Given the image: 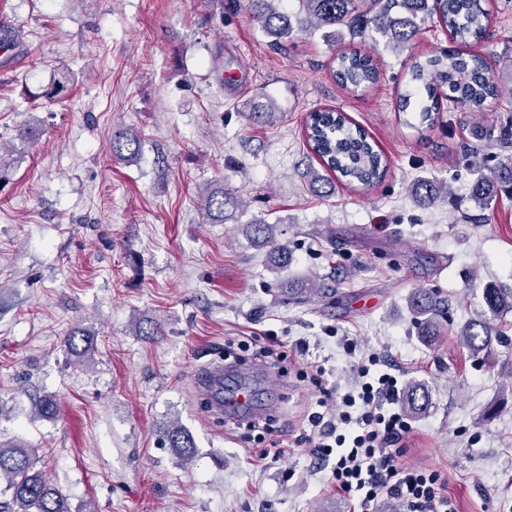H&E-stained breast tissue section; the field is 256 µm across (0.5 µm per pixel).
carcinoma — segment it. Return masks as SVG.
I'll return each mask as SVG.
<instances>
[{
	"label": "carcinoma",
	"instance_id": "obj_1",
	"mask_svg": "<svg viewBox=\"0 0 512 512\" xmlns=\"http://www.w3.org/2000/svg\"><path fill=\"white\" fill-rule=\"evenodd\" d=\"M304 18L291 22L283 0H246L249 13L260 24L271 44L284 46L295 33L311 29H327L325 38L333 43L345 37L368 40L394 51H406L428 23H439L448 32L453 50L416 60L409 67V89L401 95V108L414 107L422 122H430L441 110L443 101L448 109L480 112L489 100L503 97L504 90L491 75L488 59L478 53L466 52L470 43L483 38L493 23L489 0H299ZM333 77L344 89L356 91L375 84L379 72L372 59L357 52H341L336 57ZM71 89V77L64 74L55 80L41 97L56 101ZM307 143L321 162L340 181L369 189L383 178L386 165L376 146L361 130L341 113L333 110L315 112L306 132ZM140 140L137 135L120 131L115 134L108 151L130 161L137 157ZM472 202L479 210H487L502 185L512 187V158L502 159L486 175L477 170ZM420 201L433 204L448 197V187L434 179H420L412 186ZM241 197L216 187L207 192L202 206L212 224H224L242 209ZM254 243L272 249L278 261L288 262V246L277 242L272 224L255 220L247 224ZM484 309L460 325L457 335L471 354L488 360L491 345L496 339L495 322L512 312L511 288H486L483 291ZM408 308L419 325L426 342L440 336L436 318L448 312L445 300L432 292L418 290L409 296ZM67 352L82 362L90 356L92 334L73 330L66 336ZM404 409L410 414L425 412L429 398L422 385L408 383L403 394ZM36 416L53 420L59 405L50 394L38 393L32 398ZM164 442L168 447L190 454L195 447L192 435L176 423L167 429ZM36 450L22 444L0 443V512H74L70 498L55 486L38 468Z\"/></svg>",
	"mask_w": 512,
	"mask_h": 512
}]
</instances>
